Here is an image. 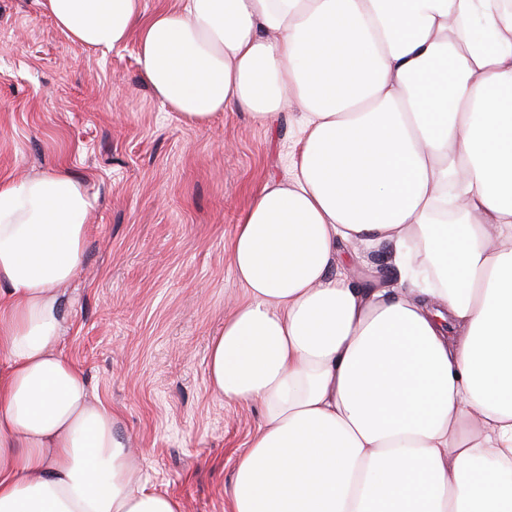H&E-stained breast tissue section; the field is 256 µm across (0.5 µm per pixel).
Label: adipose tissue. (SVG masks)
<instances>
[{"label":"adipose tissue","mask_w":512,"mask_h":512,"mask_svg":"<svg viewBox=\"0 0 512 512\" xmlns=\"http://www.w3.org/2000/svg\"><path fill=\"white\" fill-rule=\"evenodd\" d=\"M73 45L137 41L204 123L300 109L231 242L245 299L208 382L260 403L231 512H512V0H39ZM91 198L0 183V512H181L62 351ZM387 249L395 288L350 283Z\"/></svg>","instance_id":"adipose-tissue-1"}]
</instances>
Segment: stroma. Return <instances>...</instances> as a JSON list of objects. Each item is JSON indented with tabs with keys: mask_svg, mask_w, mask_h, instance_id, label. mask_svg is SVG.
Listing matches in <instances>:
<instances>
[{
	"mask_svg": "<svg viewBox=\"0 0 512 512\" xmlns=\"http://www.w3.org/2000/svg\"><path fill=\"white\" fill-rule=\"evenodd\" d=\"M296 116L186 123L145 82L136 40L79 50L37 0H0V182L63 167L94 197L63 349L144 456L148 488L183 512H230L261 423L259 404L212 395L207 361L243 299L231 240L256 191L287 179Z\"/></svg>",
	"mask_w": 512,
	"mask_h": 512,
	"instance_id": "1",
	"label": "stroma"
}]
</instances>
